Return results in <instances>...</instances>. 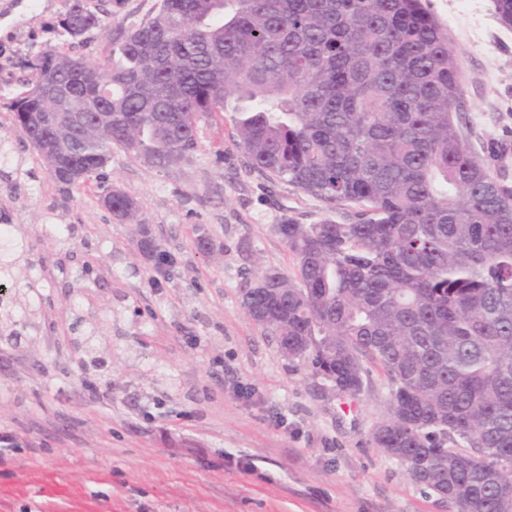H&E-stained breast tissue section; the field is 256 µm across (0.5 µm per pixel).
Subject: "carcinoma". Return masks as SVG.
<instances>
[{
  "mask_svg": "<svg viewBox=\"0 0 512 512\" xmlns=\"http://www.w3.org/2000/svg\"><path fill=\"white\" fill-rule=\"evenodd\" d=\"M493 4L512 28V0ZM65 22L74 39L105 25L83 0ZM108 46L88 69L39 55L14 124L50 141L27 113H85L56 150L88 181L114 147L187 162L201 124L229 113L249 171L350 209L274 225L296 276L263 271L247 315L338 395L378 368L391 405L371 443L454 512H512V193L462 137L458 54L428 0H158L110 25ZM111 211L137 205L114 189ZM17 232L0 239V279L24 298Z\"/></svg>",
  "mask_w": 512,
  "mask_h": 512,
  "instance_id": "obj_1",
  "label": "carcinoma"
}]
</instances>
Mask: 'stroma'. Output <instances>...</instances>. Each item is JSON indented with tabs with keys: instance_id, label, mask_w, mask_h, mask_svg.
I'll list each match as a JSON object with an SVG mask.
<instances>
[{
	"instance_id": "35a3bbf8",
	"label": "stroma",
	"mask_w": 512,
	"mask_h": 512,
	"mask_svg": "<svg viewBox=\"0 0 512 512\" xmlns=\"http://www.w3.org/2000/svg\"><path fill=\"white\" fill-rule=\"evenodd\" d=\"M72 0H0V147L21 170L0 178V224L19 225L39 257L26 298L35 328L0 343V512H448L370 436L389 386L339 396L284 359L242 294L263 269L294 276L275 224L341 219V210L248 172L230 121L203 124L193 159L160 170L113 149L98 178L65 188L41 164L10 105L48 50L95 61L102 29L71 39ZM460 59L462 132L512 184V30L492 0H430ZM138 204L117 220L100 200ZM214 252H202L199 236ZM175 256L160 278L141 237ZM82 315L111 368L83 371L69 325Z\"/></svg>"
}]
</instances>
